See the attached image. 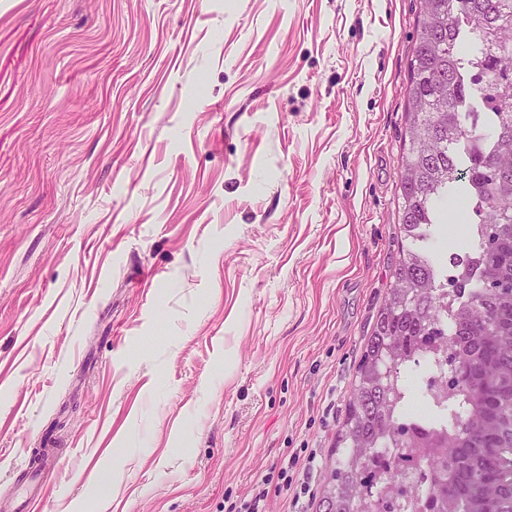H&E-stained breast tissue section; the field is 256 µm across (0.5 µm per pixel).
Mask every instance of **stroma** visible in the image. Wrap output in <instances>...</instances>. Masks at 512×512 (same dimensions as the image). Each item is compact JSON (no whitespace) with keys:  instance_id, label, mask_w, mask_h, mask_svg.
Wrapping results in <instances>:
<instances>
[{"instance_id":"35a3bbf8","label":"stroma","mask_w":512,"mask_h":512,"mask_svg":"<svg viewBox=\"0 0 512 512\" xmlns=\"http://www.w3.org/2000/svg\"><path fill=\"white\" fill-rule=\"evenodd\" d=\"M419 0H0V512H315L400 244Z\"/></svg>"}]
</instances>
